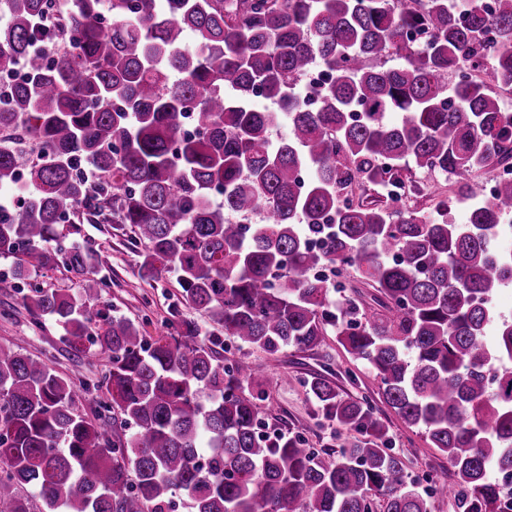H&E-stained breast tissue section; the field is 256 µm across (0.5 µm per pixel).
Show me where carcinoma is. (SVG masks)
<instances>
[{
    "mask_svg": "<svg viewBox=\"0 0 512 512\" xmlns=\"http://www.w3.org/2000/svg\"><path fill=\"white\" fill-rule=\"evenodd\" d=\"M53 2L0 0V71L27 72L0 132L28 137L25 150L0 143V187L20 190L0 204L12 270L0 284L35 325L53 318L69 349L110 367L89 418L80 372L0 347V512H370L377 495L384 512H429L434 494L460 512H512L492 478L512 479V321L493 307L512 283L500 247L512 179L487 197L472 178L512 169V113L491 89L512 87V0L492 13L480 0ZM393 57L407 63L386 66ZM315 64L329 82L310 110L294 89ZM190 112L194 138L182 134ZM414 169L447 177L469 202L464 223L391 207L418 190ZM371 186L387 202L364 200ZM259 209L264 222L242 223ZM82 224L131 225L142 277L177 275L157 338L123 317L93 324L106 284L76 240ZM58 267L77 292L31 282ZM354 280L370 302L345 295ZM182 305L269 355L335 333L453 482H408L376 408L324 374L304 385L351 442L261 433L258 366L198 339Z\"/></svg>",
    "mask_w": 512,
    "mask_h": 512,
    "instance_id": "cac0c4a2",
    "label": "carcinoma"
}]
</instances>
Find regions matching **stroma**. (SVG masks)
<instances>
[{"label": "stroma", "mask_w": 512, "mask_h": 512, "mask_svg": "<svg viewBox=\"0 0 512 512\" xmlns=\"http://www.w3.org/2000/svg\"><path fill=\"white\" fill-rule=\"evenodd\" d=\"M412 179L421 192L409 196L407 205L431 209L444 200L452 219L462 222L465 206L449 197L444 176L417 172ZM132 235L127 224L83 225L81 240L100 254L101 264L96 273L108 283L93 310L106 317L129 318L139 325L144 335L154 336L168 319L169 307L181 288L171 275L150 283L142 279L138 257L130 248ZM4 308L10 309L11 315L7 318L0 315V346L19 347L47 359L50 367L61 375L80 369L85 388L78 392L76 404L82 413L94 414L101 396L99 385L109 367L108 356L100 354L88 361L75 355L61 343L63 330L50 318H43L40 327H32V315L21 294L13 289L0 288V311ZM229 356L260 364L255 386L265 392L262 416L270 426L301 434L316 448L337 447L352 440V433L322 417L302 385L303 379L328 368L343 396L353 399L366 396L373 401L394 451L404 460L407 473L418 489H427L432 476L447 469V457L430 446L421 429L408 427L383 403L379 395L380 382L372 369L349 354L335 336H327L324 345L313 351L288 347L269 355L246 347L231 349Z\"/></svg>", "instance_id": "obj_1"}]
</instances>
